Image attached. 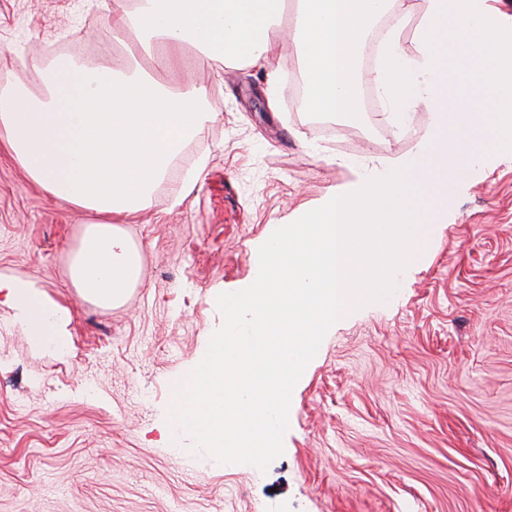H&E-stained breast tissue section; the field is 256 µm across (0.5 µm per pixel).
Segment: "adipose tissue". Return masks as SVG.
I'll return each mask as SVG.
<instances>
[{
    "instance_id": "1",
    "label": "adipose tissue",
    "mask_w": 512,
    "mask_h": 512,
    "mask_svg": "<svg viewBox=\"0 0 512 512\" xmlns=\"http://www.w3.org/2000/svg\"><path fill=\"white\" fill-rule=\"evenodd\" d=\"M285 0H133L112 15V36L158 40L159 67H177L186 49L226 65L244 61L276 74L285 42H294L309 76L305 106L355 112L356 63L366 34L386 14L405 16V0H299L283 22ZM473 32L477 41L466 40ZM476 68L444 74L447 45ZM48 81L58 93L34 98L0 86V143L48 194L95 213L69 268L79 298L102 310L122 303L141 275L142 253L108 218L137 211L173 158L208 120L203 89L178 92L133 67L57 61ZM393 123L424 106L427 138L393 166L363 172L300 223L276 225L261 246L251 288L226 296L229 327L174 387L176 430L213 457L252 462L274 447L288 419V395L316 356L323 331L382 298L415 257L420 240L411 195L434 207L483 162L475 139L512 147V28L487 0H427L415 55L386 45L371 78ZM459 84L448 93L444 83ZM489 88L486 97L467 94ZM0 292L33 344L67 354V307L32 282L0 278Z\"/></svg>"
}]
</instances>
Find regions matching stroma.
I'll list each match as a JSON object with an SVG mask.
<instances>
[{
    "instance_id": "obj_1",
    "label": "stroma",
    "mask_w": 512,
    "mask_h": 512,
    "mask_svg": "<svg viewBox=\"0 0 512 512\" xmlns=\"http://www.w3.org/2000/svg\"><path fill=\"white\" fill-rule=\"evenodd\" d=\"M113 0H0L9 79L47 94L57 57L109 66ZM213 120L137 214L113 221L142 279L105 312L68 271L96 216L49 196L0 146V276L68 307L66 358L0 304V512H512V154L461 183L447 218L414 198L423 247L398 286L324 333L276 447L245 467L172 449V390L224 330L274 224L297 223L428 135L426 113L312 112L286 50L270 95L245 62L189 57Z\"/></svg>"
}]
</instances>
